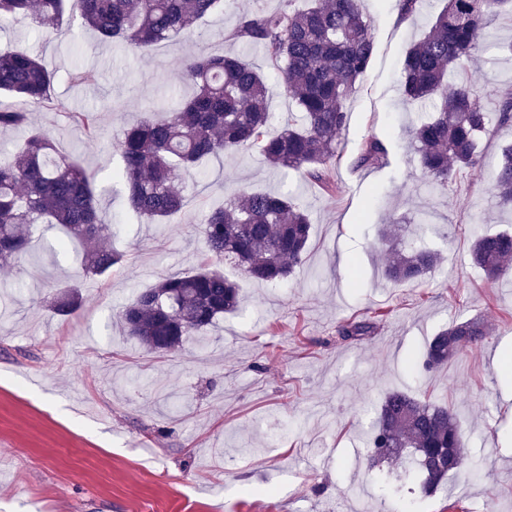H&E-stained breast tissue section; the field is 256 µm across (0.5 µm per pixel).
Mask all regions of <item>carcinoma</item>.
<instances>
[{
	"label": "carcinoma",
	"mask_w": 512,
	"mask_h": 512,
	"mask_svg": "<svg viewBox=\"0 0 512 512\" xmlns=\"http://www.w3.org/2000/svg\"><path fill=\"white\" fill-rule=\"evenodd\" d=\"M221 6L223 0H0V31L25 17L49 36L77 44L82 30L90 28L103 44L147 55ZM503 10L512 11V0H447L429 31L405 52L404 100L415 107L431 101L435 107L431 119L413 127L411 142L424 176L444 189L458 175L481 167L480 141L493 125L512 122V97L499 98L490 111L467 80H448L452 73L466 74L485 50L489 23ZM229 39L264 54L281 90L295 102L299 122L270 133L269 76L239 55L200 52L183 62L193 93L183 97L173 88L161 89L146 116L114 139L121 165L106 176L58 153L51 128L29 117V108L47 107L95 138L98 112L51 97L55 74L39 57L0 51V129L24 132L12 153L0 157V268L28 253L33 231L43 224L63 230L59 250L73 240L83 245L88 273L103 275L119 265L122 254L112 249L111 225L98 208L104 178L122 182L133 212L158 224L176 220L184 208L179 181L203 159L226 152L257 149L271 166L294 170L324 193H334L330 171L347 121L345 102L375 52V24L361 0H309L304 9L243 13ZM386 156L382 142L371 135L357 164L379 166ZM487 179L493 197L512 203V148L502 152ZM199 224L207 259H231L248 277L273 285L303 263L312 230L307 211L294 198L247 190L204 213ZM471 258L489 278H502L512 269V234L475 235ZM440 261L438 252L415 247L394 254L385 276L394 283L415 282ZM80 304L79 290L66 288L50 297L48 308L66 316ZM238 304L236 283L205 264L138 292L120 319L126 335L141 346L167 353ZM374 328L372 320L354 318L338 335L360 340ZM489 333L478 318L454 323L432 338L420 363L435 370ZM399 448L413 456L414 467L405 477L422 479L432 491L458 468L465 440L448 407L395 391L381 406L371 452L384 458Z\"/></svg>",
	"instance_id": "carcinoma-1"
}]
</instances>
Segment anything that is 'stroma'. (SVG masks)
<instances>
[{
	"label": "stroma",
	"instance_id": "1",
	"mask_svg": "<svg viewBox=\"0 0 512 512\" xmlns=\"http://www.w3.org/2000/svg\"><path fill=\"white\" fill-rule=\"evenodd\" d=\"M281 0H226L183 40L143 56L98 45L81 49L45 39L31 20L0 34L1 51H28L55 73L54 96L99 112L100 135L85 137L46 110L58 150L111 171V143L139 120L159 83L182 87V61L201 51L237 50L228 35L240 14L275 11ZM443 0L401 18L398 0H363L376 23L371 64L346 102L337 149L336 196L298 175L270 168L258 150L203 161L184 181L183 214L149 224L129 207L121 183L104 201L112 245L123 259L108 274H87L83 248L52 253L59 230L39 229L31 258L0 270V512H500L512 503V276L488 281L470 262L472 229L512 226V207L488 191L486 171L512 144V124L493 127L480 145L483 170L448 188L422 173L409 129L428 108L403 103L399 83L407 47L428 31ZM96 72L91 84L77 69ZM476 89L512 94V58L489 51L467 73ZM387 163H356L368 136ZM289 188L308 210L312 236L304 262L278 285L249 279L229 260L217 269L239 286V311L218 319L175 351L139 347L118 316L162 276L195 270L204 254L201 212L243 189ZM409 221L443 258L414 284L386 280L381 231L389 217ZM79 288L81 307L51 314L45 299ZM376 315L374 334L343 342L338 327ZM481 318L491 334L447 366L417 372L415 355L442 327ZM405 391L447 405L467 444L458 469L435 492L416 482L382 490L368 453L380 404Z\"/></svg>",
	"mask_w": 512,
	"mask_h": 512
}]
</instances>
